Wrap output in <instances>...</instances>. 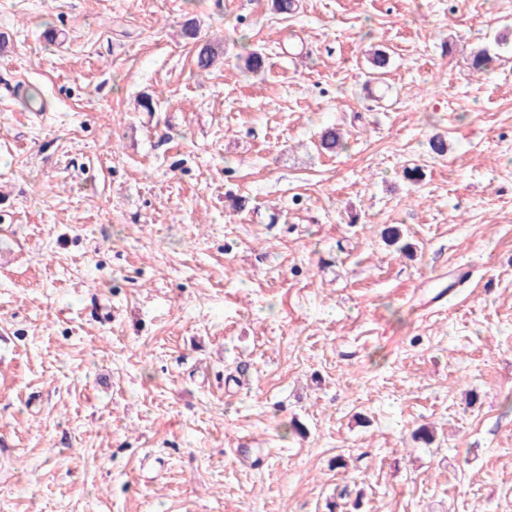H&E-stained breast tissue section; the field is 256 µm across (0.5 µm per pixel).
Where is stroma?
<instances>
[{
    "instance_id": "1",
    "label": "stroma",
    "mask_w": 512,
    "mask_h": 512,
    "mask_svg": "<svg viewBox=\"0 0 512 512\" xmlns=\"http://www.w3.org/2000/svg\"><path fill=\"white\" fill-rule=\"evenodd\" d=\"M297 4L0 0V512H512V0Z\"/></svg>"
}]
</instances>
